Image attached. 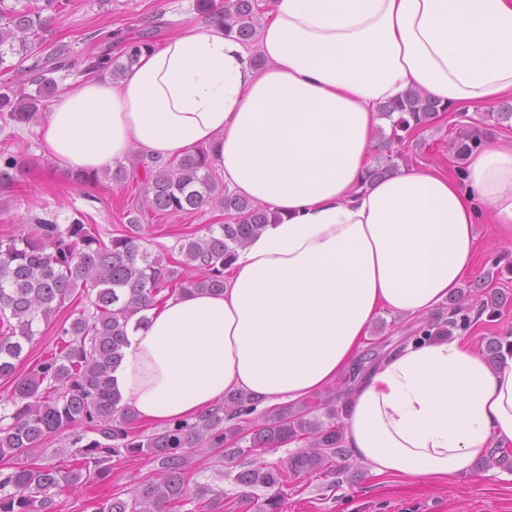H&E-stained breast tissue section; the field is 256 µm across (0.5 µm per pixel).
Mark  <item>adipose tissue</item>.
I'll return each mask as SVG.
<instances>
[{"instance_id": "1", "label": "adipose tissue", "mask_w": 512, "mask_h": 512, "mask_svg": "<svg viewBox=\"0 0 512 512\" xmlns=\"http://www.w3.org/2000/svg\"><path fill=\"white\" fill-rule=\"evenodd\" d=\"M257 67L215 24L167 38L116 81L69 84L39 127L45 155L98 171L139 148L203 146L224 182L270 207L224 290L178 292L130 330L112 373L146 424L194 419L241 391L306 399L352 367L375 316L415 319L464 287L477 225L512 238V140L459 175L413 167L369 188L385 102L512 95V0H277ZM344 446L378 479L443 481L512 447V356L411 339L356 384Z\"/></svg>"}]
</instances>
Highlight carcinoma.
<instances>
[{"label":"carcinoma","mask_w":512,"mask_h":512,"mask_svg":"<svg viewBox=\"0 0 512 512\" xmlns=\"http://www.w3.org/2000/svg\"><path fill=\"white\" fill-rule=\"evenodd\" d=\"M0 0V67L18 71L33 87L31 92L0 93V112L17 124L38 121L45 99L55 93L51 74L70 69L74 62L61 49L46 55L35 51L33 37L47 21L66 8L63 0H30L18 6ZM197 9L212 22L224 26V35L240 42L253 38L261 21L257 0H224V11L212 10V0H197ZM106 48L93 50L81 60L89 74L110 72L117 77L132 67L141 52L154 47L153 31L126 45L119 63L107 45L112 34L101 37ZM19 56L7 63L8 55ZM31 64H26V61ZM446 111L428 94L410 89L403 96L380 107L382 116L392 119L390 142L404 144L412 133L431 124ZM462 152L483 145L482 129L466 128ZM390 153L375 162L367 180L389 177L399 169ZM142 167L141 209L179 216L193 214L205 205L224 210L231 220L209 225L202 237H185L179 257L173 252L154 255L141 245L140 221L128 220L127 230L104 241L90 224L80 218L68 224L36 219L34 231L0 239V380L9 384L11 411L0 413V459L30 455L62 431L74 437L69 459L58 463H20L0 473V512H58L56 497L64 490L79 491L85 484L109 474L112 459L146 454L157 463L159 478L147 481L127 499L103 498L93 512H179L191 504V512L220 509L224 492L208 484L189 488L185 481L188 449L224 447L231 438L232 454L251 458L250 468L238 473L237 483L245 488L273 490L257 505L256 512H279L282 474L261 461L262 454L279 447L288 438H309V444L289 461L295 474L325 471L341 452L342 426L336 409L329 422L308 421L281 410L255 430L241 417L254 409L257 400L242 393L229 395L222 404L201 414L192 423L177 421L159 431L136 432L132 411L119 405L120 396L111 387L110 372L122 357L129 323L148 321L145 312L160 301L159 295L194 287L224 290V267L249 239L270 222V210L255 205L217 185L208 151L199 148L161 168L145 162ZM19 157L0 153V189L12 188ZM87 301L69 324H61L54 352L29 373H17V361L24 347L33 343L34 325L49 321L75 292ZM457 309L438 327L420 325L417 335L440 336L457 324ZM235 424L224 427V420ZM249 440L243 448L238 443Z\"/></svg>","instance_id":"carcinoma-1"}]
</instances>
